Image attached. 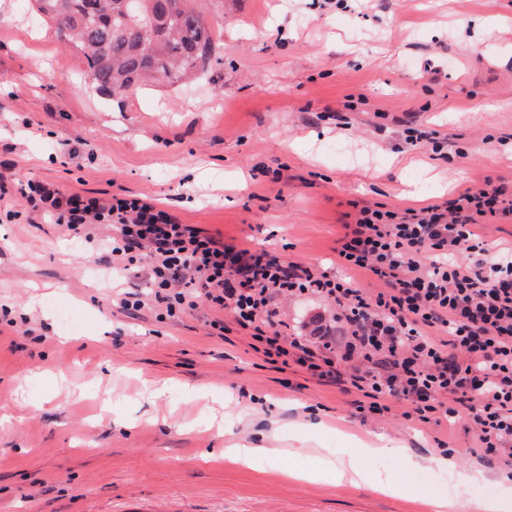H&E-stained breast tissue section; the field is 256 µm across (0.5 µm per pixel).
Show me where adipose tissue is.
Wrapping results in <instances>:
<instances>
[{"mask_svg": "<svg viewBox=\"0 0 512 512\" xmlns=\"http://www.w3.org/2000/svg\"><path fill=\"white\" fill-rule=\"evenodd\" d=\"M356 449H327L326 453L312 456L300 451L287 452L279 448H253L246 443L225 449V458L251 465L259 461L280 466L290 478L322 479L340 482L363 480V473L355 466Z\"/></svg>", "mask_w": 512, "mask_h": 512, "instance_id": "1", "label": "adipose tissue"}]
</instances>
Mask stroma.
Masks as SVG:
<instances>
[{
	"instance_id": "obj_1",
	"label": "stroma",
	"mask_w": 512,
	"mask_h": 512,
	"mask_svg": "<svg viewBox=\"0 0 512 512\" xmlns=\"http://www.w3.org/2000/svg\"><path fill=\"white\" fill-rule=\"evenodd\" d=\"M218 21L203 78L112 100L85 83L54 24L0 0V408L23 413L0 427V512H429L446 453L498 488L507 469L467 453V418L440 446L401 409L360 416L361 392L255 351L203 298L173 321L123 312L106 251L32 210L21 187L141 197L335 272L352 203L401 211L415 191L443 206L488 178L512 193V0H224ZM409 128L436 140L407 145ZM279 310L288 334L346 340L326 299ZM235 438L362 446L372 481L236 464L223 457ZM380 438L396 446L383 473ZM380 478L404 493H378Z\"/></svg>"
}]
</instances>
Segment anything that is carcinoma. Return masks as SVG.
Segmentation results:
<instances>
[{"mask_svg":"<svg viewBox=\"0 0 512 512\" xmlns=\"http://www.w3.org/2000/svg\"><path fill=\"white\" fill-rule=\"evenodd\" d=\"M34 2L37 15L55 23L59 37L82 52L101 96L195 79L213 62L216 40L200 0H144L148 29L125 12L123 0Z\"/></svg>","mask_w":512,"mask_h":512,"instance_id":"cac0c4a2","label":"carcinoma"}]
</instances>
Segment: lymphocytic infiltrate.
I'll return each mask as SVG.
<instances>
[{
    "label": "lymphocytic infiltrate",
    "instance_id": "1",
    "mask_svg": "<svg viewBox=\"0 0 512 512\" xmlns=\"http://www.w3.org/2000/svg\"><path fill=\"white\" fill-rule=\"evenodd\" d=\"M23 195L71 234L113 225L108 249L119 270L149 260V296L125 293L122 308L138 311L150 300L176 318L205 297L229 310L266 355L321 380L340 379L341 365L364 360L368 369L351 376L364 395L359 412L380 414L401 401L423 423L468 412L478 451L512 464V254H489L474 231L479 218L512 217L502 187L486 183L444 207L360 208L337 241L339 276L221 242L140 197L103 203L35 182ZM357 271L371 273L381 289L356 287ZM279 296L334 301L351 330L343 352L285 337Z\"/></svg>",
    "mask_w": 512,
    "mask_h": 512
}]
</instances>
